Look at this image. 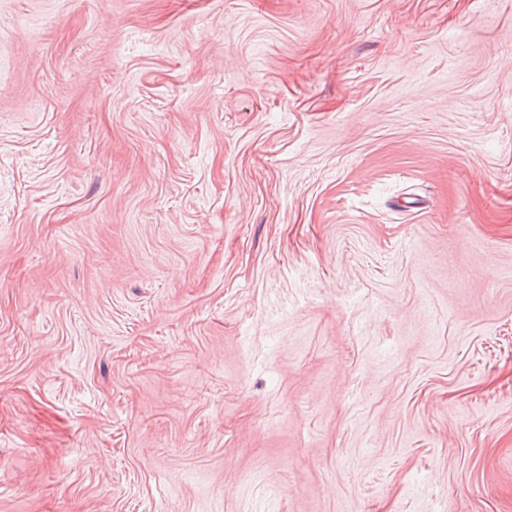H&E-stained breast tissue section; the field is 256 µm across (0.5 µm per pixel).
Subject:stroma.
Listing matches in <instances>:
<instances>
[{
  "label": "stroma",
  "instance_id": "stroma-1",
  "mask_svg": "<svg viewBox=\"0 0 512 512\" xmlns=\"http://www.w3.org/2000/svg\"><path fill=\"white\" fill-rule=\"evenodd\" d=\"M512 512V0H0V512Z\"/></svg>",
  "mask_w": 512,
  "mask_h": 512
}]
</instances>
